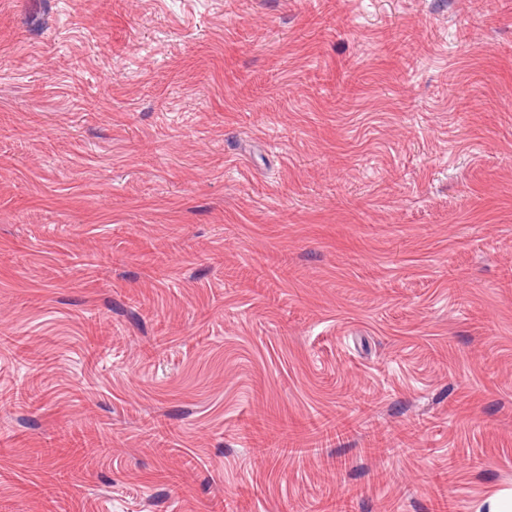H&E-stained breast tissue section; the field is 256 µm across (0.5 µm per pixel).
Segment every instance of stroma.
I'll return each mask as SVG.
<instances>
[{
	"label": "stroma",
	"instance_id": "35a3bbf8",
	"mask_svg": "<svg viewBox=\"0 0 512 512\" xmlns=\"http://www.w3.org/2000/svg\"><path fill=\"white\" fill-rule=\"evenodd\" d=\"M0 333V512H477L512 489V0H0ZM67 435L68 434L64 435V446H61V448H52V450L71 457H85L89 448L101 449L105 447L103 441L94 431L83 433L82 437L79 439H76L71 434L70 438Z\"/></svg>",
	"mask_w": 512,
	"mask_h": 512
}]
</instances>
